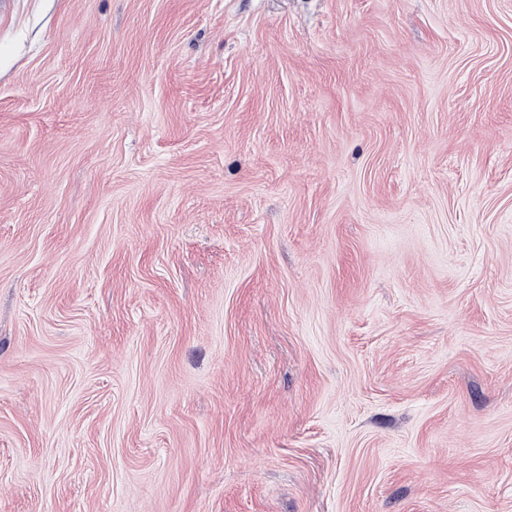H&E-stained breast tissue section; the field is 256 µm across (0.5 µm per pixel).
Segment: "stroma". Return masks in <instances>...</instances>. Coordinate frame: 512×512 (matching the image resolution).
Instances as JSON below:
<instances>
[{"label": "stroma", "instance_id": "stroma-1", "mask_svg": "<svg viewBox=\"0 0 512 512\" xmlns=\"http://www.w3.org/2000/svg\"><path fill=\"white\" fill-rule=\"evenodd\" d=\"M0 512H512V0H11Z\"/></svg>", "mask_w": 512, "mask_h": 512}]
</instances>
